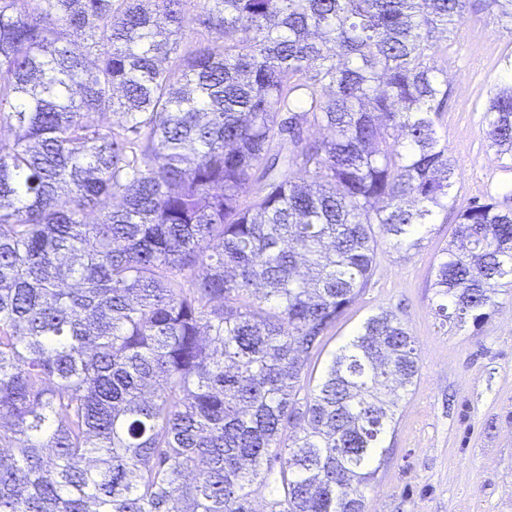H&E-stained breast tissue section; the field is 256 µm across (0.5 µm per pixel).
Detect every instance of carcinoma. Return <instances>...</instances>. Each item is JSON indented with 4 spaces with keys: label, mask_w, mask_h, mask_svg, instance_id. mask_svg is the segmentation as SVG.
<instances>
[{
    "label": "carcinoma",
    "mask_w": 512,
    "mask_h": 512,
    "mask_svg": "<svg viewBox=\"0 0 512 512\" xmlns=\"http://www.w3.org/2000/svg\"><path fill=\"white\" fill-rule=\"evenodd\" d=\"M15 2L0 512H364L414 337L381 310L308 369L379 241L418 249L448 211L437 53L466 0H200L220 48L181 47L186 0ZM480 6L512 27V0ZM485 119L512 169L509 59ZM433 287L480 327L512 288V208L460 211Z\"/></svg>",
    "instance_id": "cac0c4a2"
}]
</instances>
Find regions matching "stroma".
<instances>
[{
	"label": "stroma",
	"instance_id": "35a3bbf8",
	"mask_svg": "<svg viewBox=\"0 0 512 512\" xmlns=\"http://www.w3.org/2000/svg\"><path fill=\"white\" fill-rule=\"evenodd\" d=\"M439 61L448 104L436 121L458 167L447 219L421 249L380 245L376 271L331 331L321 375L334 352L379 309L397 314L416 340L418 376L386 436L388 454L365 493L364 512H512V290L480 328L441 323L434 265L470 202L501 198L512 171L486 136L484 109L512 56V31L492 11L467 7Z\"/></svg>",
	"mask_w": 512,
	"mask_h": 512
}]
</instances>
